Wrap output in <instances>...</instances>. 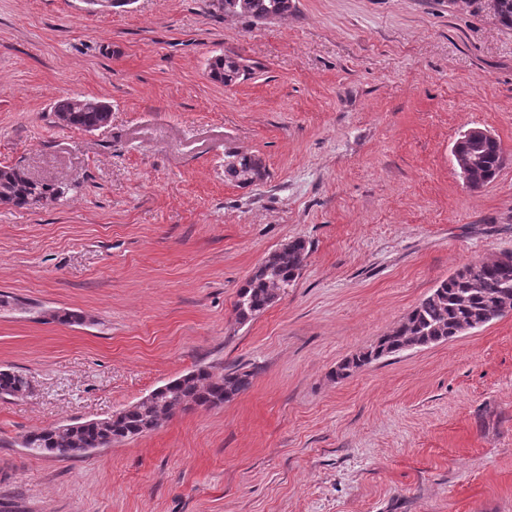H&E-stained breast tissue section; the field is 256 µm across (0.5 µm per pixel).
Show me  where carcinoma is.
Wrapping results in <instances>:
<instances>
[{
	"label": "carcinoma",
	"mask_w": 512,
	"mask_h": 512,
	"mask_svg": "<svg viewBox=\"0 0 512 512\" xmlns=\"http://www.w3.org/2000/svg\"><path fill=\"white\" fill-rule=\"evenodd\" d=\"M292 0H224V16L252 23H263L271 15L284 18L292 13ZM209 76L218 83L232 85L245 77L236 58L220 54L211 58ZM55 123L83 131H97L109 124L110 109L101 101L82 96L65 97L52 108ZM501 144L487 140L474 148L465 143L459 154L476 155L478 170L473 177V190L490 184L500 169ZM224 177L239 186H248L264 167L255 154L229 150L225 153ZM70 187L38 181L19 166H0V205L21 209H44L64 198ZM309 248L305 240H292L270 253L254 269L239 288L235 302L237 319L244 323L269 308L280 290L290 286L304 267ZM512 307V261L500 258L474 264L456 271L422 299L407 316L377 343L346 359L336 368L342 379L379 359L403 352V347H424L457 335L459 330L502 306ZM253 371L241 366L228 371H215L200 366L175 379L173 384L157 392L145 405L134 403L108 417L105 424L86 422L81 426L62 424L34 431L24 439V446L39 454L74 458L72 448L108 447L152 431L158 417L174 409L192 405L219 406L244 392L252 383ZM29 387L26 377L0 371V396L13 397Z\"/></svg>",
	"instance_id": "cac0c4a2"
}]
</instances>
